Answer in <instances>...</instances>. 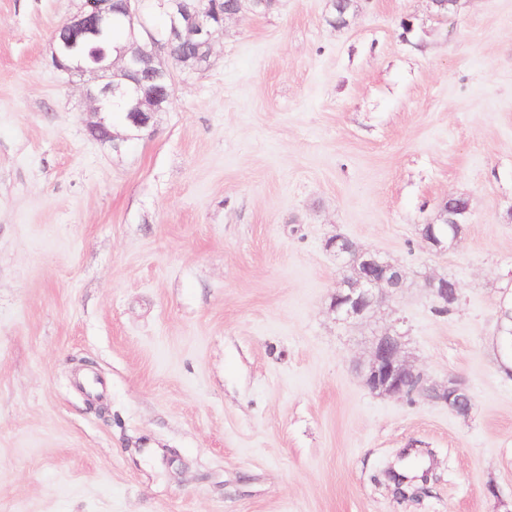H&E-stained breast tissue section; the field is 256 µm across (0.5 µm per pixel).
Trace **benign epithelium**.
I'll return each instance as SVG.
<instances>
[{
  "label": "benign epithelium",
  "instance_id": "7a95c632",
  "mask_svg": "<svg viewBox=\"0 0 512 512\" xmlns=\"http://www.w3.org/2000/svg\"><path fill=\"white\" fill-rule=\"evenodd\" d=\"M111 0H80L77 10L61 24V35L53 36L52 53L56 62L67 59L71 65L64 67L70 77L83 80L85 97L93 103L97 120L88 124L91 130H102L112 147L119 148L112 132V112L109 102L116 96L133 95L134 103L126 112L124 125L139 132L150 128L152 115L159 111L155 98L141 94V82H134L128 89L114 81V67L120 71L132 69L138 55L135 47H104V36L112 26L109 9ZM163 12L174 17L181 15V23L192 34L213 45V32L208 18L202 11L187 14L179 0H156ZM466 221L456 218V213L444 208L439 223L424 224L418 228L421 241L430 249L439 251L448 242H457L464 231ZM325 247L336 257L343 272L339 289L332 304L338 320L363 318L375 303L383 298L396 296L407 274L404 268L386 260L381 255L355 249L343 244L337 235L328 239ZM424 288L440 307L459 300V289L448 292V276L432 274L425 278ZM364 380L372 392L379 395L403 397L420 394L427 400L448 406L458 416L468 417L473 401L466 383L456 377L444 385L425 384L421 375L403 357L402 336L389 329L377 336L370 360L364 370Z\"/></svg>",
  "mask_w": 512,
  "mask_h": 512
}]
</instances>
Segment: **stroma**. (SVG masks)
Segmentation results:
<instances>
[{"instance_id": "35a3bbf8", "label": "stroma", "mask_w": 512, "mask_h": 512, "mask_svg": "<svg viewBox=\"0 0 512 512\" xmlns=\"http://www.w3.org/2000/svg\"><path fill=\"white\" fill-rule=\"evenodd\" d=\"M76 7L0 0V512H512V0H276L116 149L50 62ZM336 235L407 272L357 323ZM391 327L470 417L369 390ZM469 212V205L466 202V209L463 212L464 220L460 221L456 218V213L448 211L446 207L441 210L438 224H424L418 229V235L421 241L429 248L439 251L448 248V225L452 226L454 233L451 238V243L454 244L462 236L464 228L467 224L466 218ZM458 285V283H457ZM424 288L430 296L433 297L438 307H445L447 309H441L442 312L450 311L454 306L448 305L450 303H456L459 300V285L458 288H454L453 292L448 295V275L432 274L425 278Z\"/></svg>"}]
</instances>
